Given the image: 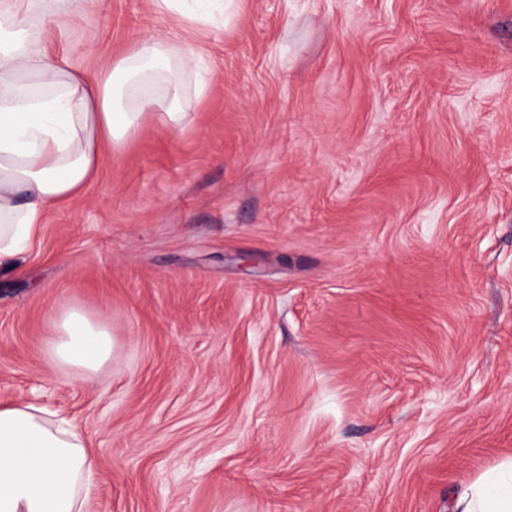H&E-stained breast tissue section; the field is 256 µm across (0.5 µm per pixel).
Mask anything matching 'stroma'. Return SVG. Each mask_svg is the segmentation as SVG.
Segmentation results:
<instances>
[{"mask_svg": "<svg viewBox=\"0 0 512 512\" xmlns=\"http://www.w3.org/2000/svg\"><path fill=\"white\" fill-rule=\"evenodd\" d=\"M92 72L178 21L103 0ZM212 81L0 275V403L73 420L88 512H454L512 458V0H241ZM112 362L51 363L54 312Z\"/></svg>", "mask_w": 512, "mask_h": 512, "instance_id": "obj_1", "label": "stroma"}]
</instances>
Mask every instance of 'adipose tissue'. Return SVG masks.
Returning a JSON list of instances; mask_svg holds the SVG:
<instances>
[{"mask_svg": "<svg viewBox=\"0 0 512 512\" xmlns=\"http://www.w3.org/2000/svg\"><path fill=\"white\" fill-rule=\"evenodd\" d=\"M195 23L231 21L236 0H152ZM87 0H0V272L16 267L49 210L78 197L104 150L123 149L146 121L174 131L205 94L202 54L178 31L139 41L95 74L51 53L31 14L74 17ZM49 358L88 375L112 360L109 329L69 307L53 316ZM92 459L81 428L33 401L0 406V512H86ZM458 512H512V462L463 490Z\"/></svg>", "mask_w": 512, "mask_h": 512, "instance_id": "1", "label": "adipose tissue"}]
</instances>
